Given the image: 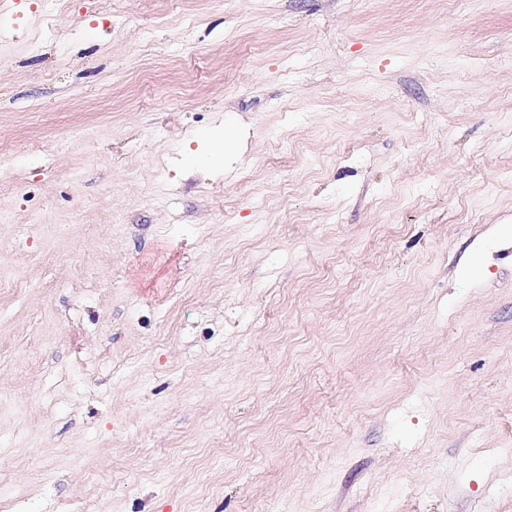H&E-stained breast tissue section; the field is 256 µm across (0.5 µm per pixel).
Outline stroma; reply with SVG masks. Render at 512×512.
Instances as JSON below:
<instances>
[{
	"label": "stroma",
	"mask_w": 512,
	"mask_h": 512,
	"mask_svg": "<svg viewBox=\"0 0 512 512\" xmlns=\"http://www.w3.org/2000/svg\"><path fill=\"white\" fill-rule=\"evenodd\" d=\"M48 8L0 0V512H512V0Z\"/></svg>",
	"instance_id": "1"
}]
</instances>
